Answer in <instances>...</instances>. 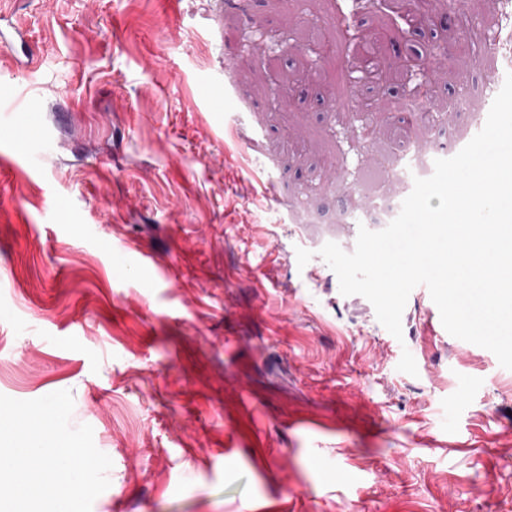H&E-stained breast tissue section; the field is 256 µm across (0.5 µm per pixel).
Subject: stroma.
<instances>
[{"label": "stroma", "mask_w": 512, "mask_h": 512, "mask_svg": "<svg viewBox=\"0 0 512 512\" xmlns=\"http://www.w3.org/2000/svg\"><path fill=\"white\" fill-rule=\"evenodd\" d=\"M405 8L422 33L373 0H0V394L71 391L112 460L92 512H512V370L425 288L395 338L318 255L504 83L477 0ZM366 40L419 57L374 117Z\"/></svg>", "instance_id": "obj_1"}]
</instances>
